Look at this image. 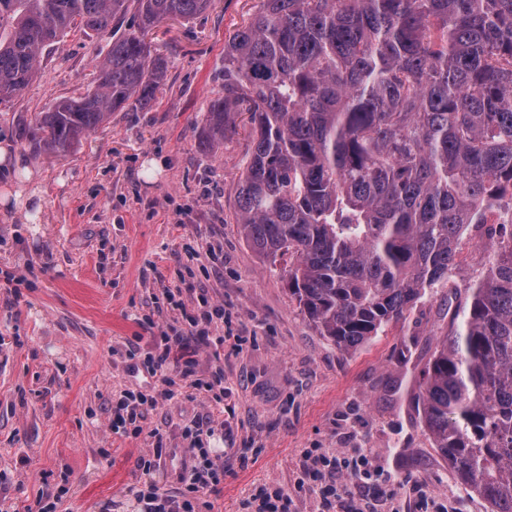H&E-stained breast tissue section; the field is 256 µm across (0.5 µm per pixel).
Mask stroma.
Returning a JSON list of instances; mask_svg holds the SVG:
<instances>
[{
	"instance_id": "35a3bbf8",
	"label": "stroma",
	"mask_w": 512,
	"mask_h": 512,
	"mask_svg": "<svg viewBox=\"0 0 512 512\" xmlns=\"http://www.w3.org/2000/svg\"><path fill=\"white\" fill-rule=\"evenodd\" d=\"M261 0H210L190 20L149 34L167 73L150 109L116 112L65 155L35 152L23 119L94 86L106 41L74 33L55 45L14 105L0 107L9 146L43 190L37 223L0 210V512H134L131 490L181 491L178 468L145 471L156 444L184 453L185 432L214 429L224 488L197 512H252L256 490H281L289 512H316L302 486L304 452L374 456L377 512H490L432 445L411 401L421 370L448 333L457 292L477 281L488 253L465 240L449 287L350 352L320 336L273 264L245 239L235 192L247 130L200 147L212 99L223 91L224 40ZM223 305L209 328L224 354L189 340L166 376L148 372L154 337L183 328L199 293ZM224 373V399L191 387ZM176 396L145 411L142 431L114 433L112 403L127 392Z\"/></svg>"
}]
</instances>
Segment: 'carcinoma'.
I'll return each instance as SVG.
<instances>
[{"label": "carcinoma", "instance_id": "1", "mask_svg": "<svg viewBox=\"0 0 512 512\" xmlns=\"http://www.w3.org/2000/svg\"><path fill=\"white\" fill-rule=\"evenodd\" d=\"M210 0H0V106L44 51L129 11L97 85L25 122L61 155L114 112L147 109L166 62L147 34ZM249 130L238 223L318 333L356 350L448 283L470 228L490 254L412 400L434 447L491 512H512V0H262L224 40L201 142Z\"/></svg>", "mask_w": 512, "mask_h": 512}]
</instances>
